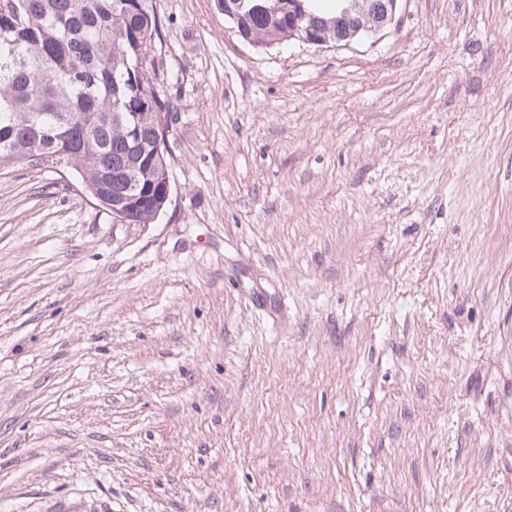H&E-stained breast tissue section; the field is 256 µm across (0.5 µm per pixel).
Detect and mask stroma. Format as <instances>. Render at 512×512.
Masks as SVG:
<instances>
[{
  "instance_id": "obj_1",
  "label": "stroma",
  "mask_w": 512,
  "mask_h": 512,
  "mask_svg": "<svg viewBox=\"0 0 512 512\" xmlns=\"http://www.w3.org/2000/svg\"><path fill=\"white\" fill-rule=\"evenodd\" d=\"M153 4L155 223L0 167V512H512V0ZM291 2L294 3L296 0H247L237 13L238 18L234 27L237 31L253 37L263 46L293 38L295 24L299 26L307 14H299V21L297 19L293 24L291 20H294V17L288 11ZM313 1H304L305 8L308 13V20L303 22L305 23H313L318 22L320 25L322 24L320 30L321 34L318 30V26L308 25L304 28L299 27V31L301 32L299 40L303 43L310 45L321 46L326 44L323 39L326 37L330 42L336 39V45H341L342 43L348 44L351 40H349L350 36H342L340 33H336V20L341 18L346 22H355L360 19L361 16L366 14L368 10L375 11L377 13V20L370 27L369 20L364 19L357 26H362L363 29L367 26L370 28H366L369 34L376 35L385 29H387L396 19V14L399 8L400 0H384V1H368V0H343L342 9L340 11V15H338L339 11L330 16H318L314 14L311 10L308 9L307 4ZM326 19V20H325ZM352 28V29H353ZM323 37V38H322Z\"/></svg>"
}]
</instances>
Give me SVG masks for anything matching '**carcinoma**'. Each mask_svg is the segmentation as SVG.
<instances>
[{"label":"carcinoma","mask_w":512,"mask_h":512,"mask_svg":"<svg viewBox=\"0 0 512 512\" xmlns=\"http://www.w3.org/2000/svg\"><path fill=\"white\" fill-rule=\"evenodd\" d=\"M294 2L245 0L234 27L263 46L286 40ZM308 22L336 39V15ZM159 29L153 0H0V166L68 167L101 210L126 202L154 221L169 167L157 116L170 102L150 60ZM114 112L138 113L135 128Z\"/></svg>","instance_id":"cac0c4a2"}]
</instances>
